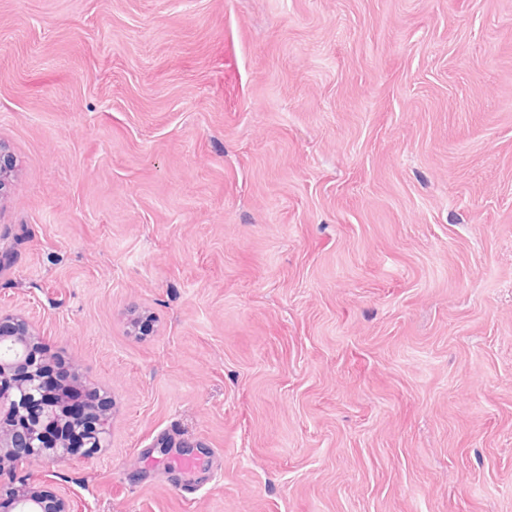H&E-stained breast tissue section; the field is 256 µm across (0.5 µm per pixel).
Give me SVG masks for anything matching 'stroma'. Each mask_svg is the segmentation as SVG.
Returning <instances> with one entry per match:
<instances>
[{
	"label": "stroma",
	"instance_id": "35a3bbf8",
	"mask_svg": "<svg viewBox=\"0 0 512 512\" xmlns=\"http://www.w3.org/2000/svg\"><path fill=\"white\" fill-rule=\"evenodd\" d=\"M0 143V314L113 406L31 482L512 512V0H0Z\"/></svg>",
	"mask_w": 512,
	"mask_h": 512
}]
</instances>
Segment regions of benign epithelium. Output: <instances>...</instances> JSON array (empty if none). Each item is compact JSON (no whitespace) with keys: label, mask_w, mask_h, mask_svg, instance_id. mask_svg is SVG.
Returning <instances> with one entry per match:
<instances>
[{"label":"benign epithelium","mask_w":512,"mask_h":512,"mask_svg":"<svg viewBox=\"0 0 512 512\" xmlns=\"http://www.w3.org/2000/svg\"><path fill=\"white\" fill-rule=\"evenodd\" d=\"M14 168V158L0 144V201L10 189ZM40 345L27 319L0 316V472L21 471L36 458L57 462L105 447L112 406L99 411L98 423L86 428L73 413L81 402L48 384L47 361L31 365L25 374L16 373ZM5 490L13 492V512H75L68 495L48 499L25 479L0 488V493Z\"/></svg>","instance_id":"obj_1"}]
</instances>
